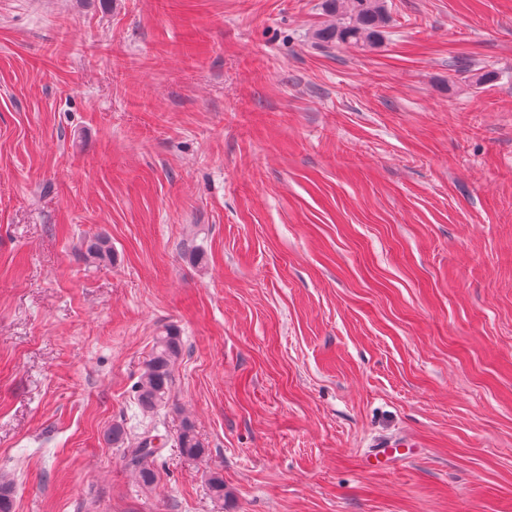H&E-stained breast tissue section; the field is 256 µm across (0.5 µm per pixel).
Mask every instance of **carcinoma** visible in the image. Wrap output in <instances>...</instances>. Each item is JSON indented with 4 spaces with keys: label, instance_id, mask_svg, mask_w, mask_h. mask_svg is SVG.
I'll use <instances>...</instances> for the list:
<instances>
[{
    "label": "carcinoma",
    "instance_id": "cac0c4a2",
    "mask_svg": "<svg viewBox=\"0 0 512 512\" xmlns=\"http://www.w3.org/2000/svg\"><path fill=\"white\" fill-rule=\"evenodd\" d=\"M327 9L336 16V23L318 29L314 37L322 44H342L354 47L372 48L382 37L385 24L383 0H325ZM85 258L91 263H101L112 258V242L104 234L94 235L84 241ZM183 353L180 336L172 330L156 337L149 358L135 385V400L141 413L155 415L165 408L173 389L174 369ZM124 429L116 425L107 434V440L123 447L126 466L131 468L139 483L149 488L156 482V473L151 467L157 451H147V441L156 439L159 434L148 430L132 445H125ZM177 447L191 460L205 456L206 448L198 438L192 423L182 422L176 437ZM210 496L222 503L224 477L214 471L208 480ZM13 485L0 477V512H12Z\"/></svg>",
    "mask_w": 512,
    "mask_h": 512
}]
</instances>
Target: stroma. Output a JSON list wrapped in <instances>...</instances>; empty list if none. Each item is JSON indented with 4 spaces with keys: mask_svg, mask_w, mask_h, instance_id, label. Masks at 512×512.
<instances>
[{
    "mask_svg": "<svg viewBox=\"0 0 512 512\" xmlns=\"http://www.w3.org/2000/svg\"><path fill=\"white\" fill-rule=\"evenodd\" d=\"M385 8L361 49L324 0H0L14 512H512V0ZM168 329L144 489L105 437ZM85 258L91 263H101L112 258V242L104 234H97L84 241ZM177 447L188 459L197 460L205 456L206 448L198 438L192 423L185 420L182 422L176 437Z\"/></svg>",
    "mask_w": 512,
    "mask_h": 512,
    "instance_id": "35a3bbf8",
    "label": "stroma"
}]
</instances>
